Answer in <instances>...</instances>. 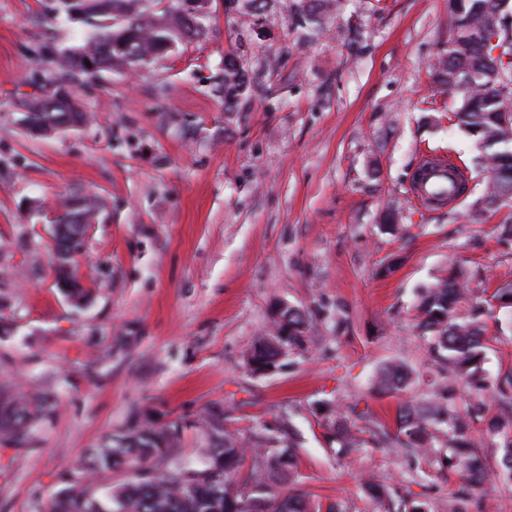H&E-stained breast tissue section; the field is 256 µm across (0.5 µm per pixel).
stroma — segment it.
I'll return each mask as SVG.
<instances>
[{"instance_id": "35a3bbf8", "label": "stroma", "mask_w": 512, "mask_h": 512, "mask_svg": "<svg viewBox=\"0 0 512 512\" xmlns=\"http://www.w3.org/2000/svg\"><path fill=\"white\" fill-rule=\"evenodd\" d=\"M297 3L254 16L209 0L163 57L84 79L87 126L34 138L16 104L45 45L71 44L75 27L54 0H0V386L50 397L25 444H0V512H49L90 449L134 425L179 423L177 451L196 462L215 409L245 447L294 444L284 490L382 512L373 480L451 512L461 477L441 462L445 437L425 457L368 438L442 381L416 328L420 293L463 272L467 311L512 286V240L499 238L512 204L470 221L487 175L455 124L461 94L433 78L448 0H343L319 28L298 24ZM231 55L248 78L232 106ZM429 155L464 169L467 195L412 197ZM81 193L100 207L73 263L89 293L75 305L56 283L49 214ZM283 304L306 314L309 339L254 374L246 355ZM391 364L408 384L378 391ZM341 426L364 445L341 452Z\"/></svg>"}]
</instances>
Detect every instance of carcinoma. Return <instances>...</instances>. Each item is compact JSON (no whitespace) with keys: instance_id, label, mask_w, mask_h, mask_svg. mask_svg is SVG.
<instances>
[{"instance_id":"cac0c4a2","label":"carcinoma","mask_w":512,"mask_h":512,"mask_svg":"<svg viewBox=\"0 0 512 512\" xmlns=\"http://www.w3.org/2000/svg\"><path fill=\"white\" fill-rule=\"evenodd\" d=\"M300 16L318 25L330 0H300ZM503 0H448V15L455 36L439 55L435 82L445 90L463 95L455 112L457 124L474 136L483 149L478 165L489 172L483 209L498 205L497 189L512 183V139L500 138L503 114L512 111V92L502 96L497 88V59L482 30ZM142 0H55V11L82 27L80 43L63 52L53 51L38 62L42 71L41 95L28 103V111L49 124L60 123L62 109L50 104L58 82L71 86L84 76L110 71L175 45L187 34L176 18L160 17L141 6ZM96 68L85 65L86 56ZM247 87V76L236 58L224 66V98L232 103ZM464 283L451 275L426 288L417 305V328L431 340L435 358L448 369V384L438 399L424 405H405L399 415L395 440L415 455L432 448L430 423L445 427L448 455L444 463L461 474L453 512H465L475 495L486 497L493 479L512 480V375L494 384L484 369L489 350L488 320L494 309L475 305L465 317L457 314ZM278 334L255 338L248 357L261 367L275 370L283 355L301 350L309 326L298 309L288 308V328L275 321ZM407 373L400 366L386 369L378 379L380 391L405 384ZM473 391H492L504 417L491 423L499 436L495 467L475 452L472 427L484 420L486 402L475 398L460 409L456 404L455 380ZM47 399L26 397L0 388V442L20 445L35 421L45 412ZM178 427L149 424L132 426L91 449L87 461L66 479V486L53 501L52 512H335L307 496L275 489L276 481L291 476L296 459L292 448H255L254 463L241 472L246 449L224 433L222 418L212 413L208 421L207 446L201 467L187 468L175 454ZM128 469L135 479L109 487L103 496L89 493V475L99 469ZM249 494H244V491Z\"/></svg>"}]
</instances>
